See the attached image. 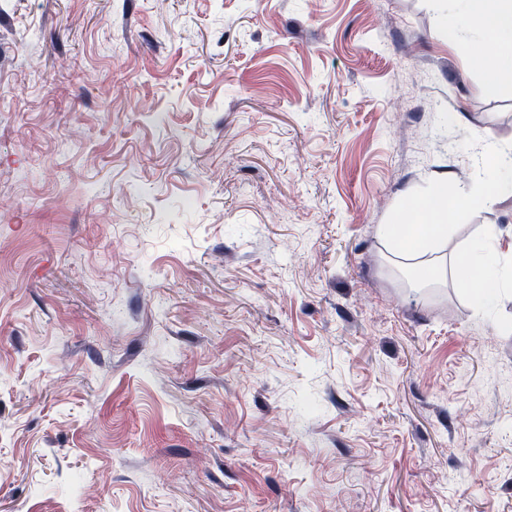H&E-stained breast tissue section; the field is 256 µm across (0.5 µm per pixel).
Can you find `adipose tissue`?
<instances>
[{
  "instance_id": "adipose-tissue-1",
  "label": "adipose tissue",
  "mask_w": 512,
  "mask_h": 512,
  "mask_svg": "<svg viewBox=\"0 0 512 512\" xmlns=\"http://www.w3.org/2000/svg\"><path fill=\"white\" fill-rule=\"evenodd\" d=\"M468 21L476 25L490 40L485 57L490 85L508 80L512 82V68L503 69V60L512 59V0H462ZM496 194L477 188L449 191L447 184H440L433 192L420 199L417 205L424 215L416 224H385L381 233L395 238L398 245L397 259L401 265H420L422 280L431 283L454 273L457 280L471 279L473 272H480L481 285L473 289L470 299L475 306H482L483 298L493 290L512 288V268H505L502 252L495 243L498 231L495 225H485L482 250L469 249L458 254L454 261H447L443 250L448 244V212L452 209H477L495 203Z\"/></svg>"
}]
</instances>
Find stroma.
Instances as JSON below:
<instances>
[{
  "label": "stroma",
  "instance_id": "35a3bbf8",
  "mask_svg": "<svg viewBox=\"0 0 512 512\" xmlns=\"http://www.w3.org/2000/svg\"><path fill=\"white\" fill-rule=\"evenodd\" d=\"M487 50L461 0H0V512H512V291L378 233L492 187ZM448 222L512 251V194Z\"/></svg>",
  "mask_w": 512,
  "mask_h": 512
}]
</instances>
